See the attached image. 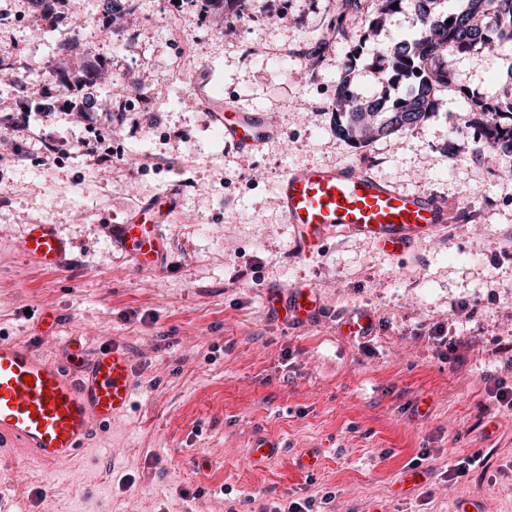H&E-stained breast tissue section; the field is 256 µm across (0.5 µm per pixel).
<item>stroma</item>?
<instances>
[{"label": "stroma", "instance_id": "35a3bbf8", "mask_svg": "<svg viewBox=\"0 0 512 512\" xmlns=\"http://www.w3.org/2000/svg\"><path fill=\"white\" fill-rule=\"evenodd\" d=\"M135 2L105 28L99 0H55L43 14L35 0H0L11 20L0 58L17 61L0 72V336L59 358L73 343L89 357L117 342L137 377L128 413L71 463L0 466V496L14 512H261L305 499L317 512H454L466 498L512 512V411L489 396L494 379L512 385L500 351L512 342V179L451 130L460 96L355 149L334 133L333 101L374 0H181L170 23L165 0ZM507 66L469 53L455 86L494 94ZM46 93L81 109L31 121L27 159L12 161L9 120ZM223 99L267 115L275 137L250 153L226 146L207 112ZM89 124L111 136L112 165L47 160L45 139H79ZM312 164L436 193L448 222L402 255L337 235L304 257L274 185ZM171 190L168 252L140 272L108 233ZM29 224L71 240L59 271L19 253ZM297 282L317 288L323 311L288 327L268 294ZM363 310L371 335L339 336L337 315ZM439 325L452 338L444 359L430 337ZM261 436L279 454L247 467ZM311 451L317 468L296 470ZM477 451L485 467L450 476ZM415 460L427 479L400 494Z\"/></svg>", "mask_w": 512, "mask_h": 512}]
</instances>
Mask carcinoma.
<instances>
[{
	"label": "carcinoma",
	"mask_w": 512,
	"mask_h": 512,
	"mask_svg": "<svg viewBox=\"0 0 512 512\" xmlns=\"http://www.w3.org/2000/svg\"><path fill=\"white\" fill-rule=\"evenodd\" d=\"M398 4L393 9L391 5ZM412 11L422 32L415 41L373 42L371 56L356 48L346 53L336 86L333 129L336 137L354 148L383 137L413 130L441 110L434 89L455 82L454 59L479 44L512 47V0H376L365 19L364 36L379 35L393 14ZM382 84L405 83L409 90L390 97H363L355 90L360 69ZM465 101L458 123L469 119L480 129L483 147L512 153V66L502 91L486 97L460 90Z\"/></svg>",
	"instance_id": "carcinoma-1"
}]
</instances>
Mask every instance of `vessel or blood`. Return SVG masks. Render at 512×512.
I'll use <instances>...</instances> for the list:
<instances>
[{
  "mask_svg": "<svg viewBox=\"0 0 512 512\" xmlns=\"http://www.w3.org/2000/svg\"><path fill=\"white\" fill-rule=\"evenodd\" d=\"M210 116L225 143L251 152L274 127L264 114L241 111L231 101L212 107ZM275 194L286 224L307 255L319 253L333 233L373 241L384 252L400 255L433 235L448 221V204L428 193L404 192L373 174L346 165L293 168L279 181ZM176 205L166 196L114 226L109 238L144 272L157 270L166 254L162 225ZM18 247L37 267H62L71 243L55 225H28ZM285 323L316 321L321 304L315 288L294 285L273 300ZM346 336H367V315L339 319ZM32 384H25V377ZM137 380L131 356L113 343L89 359L61 360L26 341L0 337V461L5 449H20L44 464L60 465L77 457L93 430L106 426L131 406Z\"/></svg>",
  "mask_w": 512,
  "mask_h": 512,
  "instance_id": "b4317fda",
  "label": "vessel or blood"
}]
</instances>
